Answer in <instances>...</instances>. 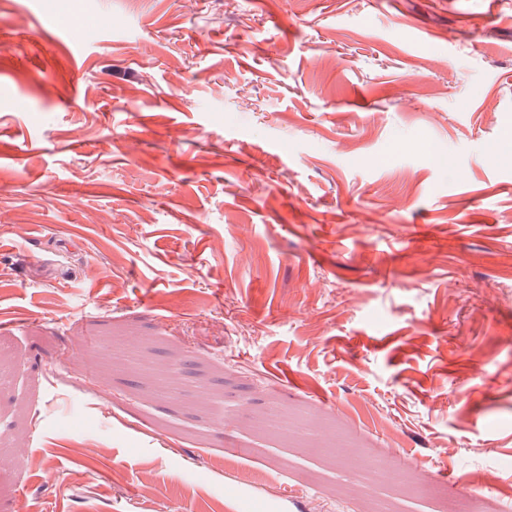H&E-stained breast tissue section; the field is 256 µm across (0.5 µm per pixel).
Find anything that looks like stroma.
<instances>
[{
	"label": "stroma",
	"mask_w": 512,
	"mask_h": 512,
	"mask_svg": "<svg viewBox=\"0 0 512 512\" xmlns=\"http://www.w3.org/2000/svg\"><path fill=\"white\" fill-rule=\"evenodd\" d=\"M0 213V512L512 498V0H0Z\"/></svg>",
	"instance_id": "35a3bbf8"
}]
</instances>
